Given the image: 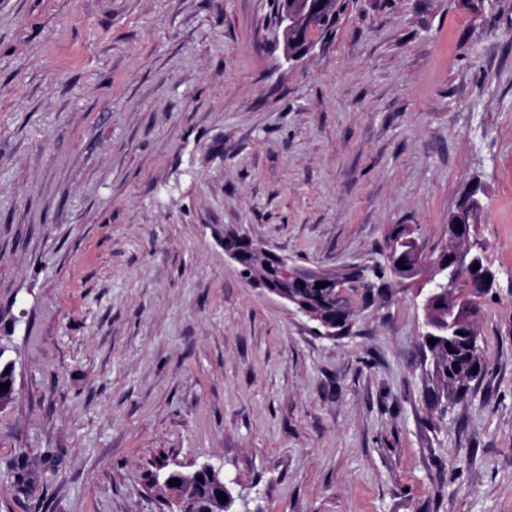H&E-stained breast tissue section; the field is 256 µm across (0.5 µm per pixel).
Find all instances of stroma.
<instances>
[{"mask_svg":"<svg viewBox=\"0 0 512 512\" xmlns=\"http://www.w3.org/2000/svg\"><path fill=\"white\" fill-rule=\"evenodd\" d=\"M272 0H0V512H160L209 462L230 512H512V0H350L302 61ZM479 184L486 374L444 418L416 285L349 330L243 281L427 255Z\"/></svg>","mask_w":512,"mask_h":512,"instance_id":"35a3bbf8","label":"stroma"}]
</instances>
